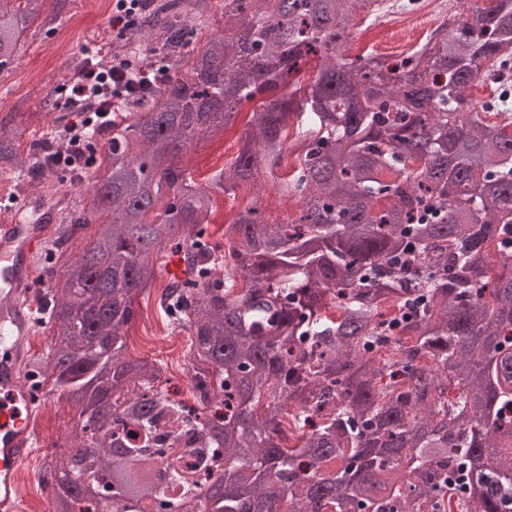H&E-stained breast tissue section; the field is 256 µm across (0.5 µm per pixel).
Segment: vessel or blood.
Listing matches in <instances>:
<instances>
[{"instance_id": "obj_1", "label": "vessel or blood", "mask_w": 512, "mask_h": 512, "mask_svg": "<svg viewBox=\"0 0 512 512\" xmlns=\"http://www.w3.org/2000/svg\"><path fill=\"white\" fill-rule=\"evenodd\" d=\"M49 212L43 199L33 218L0 225V512H20L18 473L36 450L30 422L42 387L30 372V297L33 259L46 235L38 218Z\"/></svg>"}]
</instances>
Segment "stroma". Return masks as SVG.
<instances>
[{
	"label": "stroma",
	"mask_w": 512,
	"mask_h": 512,
	"mask_svg": "<svg viewBox=\"0 0 512 512\" xmlns=\"http://www.w3.org/2000/svg\"><path fill=\"white\" fill-rule=\"evenodd\" d=\"M454 0H427L425 12L417 17L370 18L358 24L346 43V54L356 58L369 53L404 56L423 43L434 27L451 11ZM112 0H69L63 24L48 34L31 26L27 50L12 68L0 74V113H22L28 128L45 123V93L63 100L65 89L86 52L97 51L104 29L110 28ZM265 96L245 103L234 124L206 142L193 146L182 161L195 181H202L215 169L233 162L254 112L265 104ZM142 316L127 330L126 357L157 363L163 386L190 389V339L187 333L172 331L156 298H139ZM78 416L57 394H46L39 414L32 422L37 436L35 456L22 465L19 481L23 488L25 512H45L52 489L43 481L47 455L59 446L70 445L77 431Z\"/></svg>",
	"instance_id": "1"
}]
</instances>
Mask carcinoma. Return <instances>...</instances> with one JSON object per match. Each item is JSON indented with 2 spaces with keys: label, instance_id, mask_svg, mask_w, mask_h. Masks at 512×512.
<instances>
[{
  "label": "carcinoma",
  "instance_id": "carcinoma-1",
  "mask_svg": "<svg viewBox=\"0 0 512 512\" xmlns=\"http://www.w3.org/2000/svg\"><path fill=\"white\" fill-rule=\"evenodd\" d=\"M56 2L0 0V56L22 54L35 19L56 30ZM371 3L146 0L112 43L165 76L86 129L104 142L94 192L83 207L58 199L46 243L62 275L39 365L91 445L47 460L52 512H430L445 499L512 512V98L491 112L465 95L476 81L494 92L495 65L512 61V0L460 5L402 59L348 62L341 42ZM216 9L224 29L206 36ZM310 54L306 90L292 78ZM280 88L234 163L194 181L183 152ZM18 116H0V176L16 186L51 172L72 120L48 121L43 154L25 156ZM287 155L299 215L267 222L255 184L227 251L207 246L214 194H235L259 162L278 183ZM170 243L187 277L160 304L191 336L194 372V404L179 408L157 365L124 356ZM185 435L223 468L183 470ZM172 478L177 511L160 494Z\"/></svg>",
  "mask_w": 512,
  "mask_h": 512
}]
</instances>
